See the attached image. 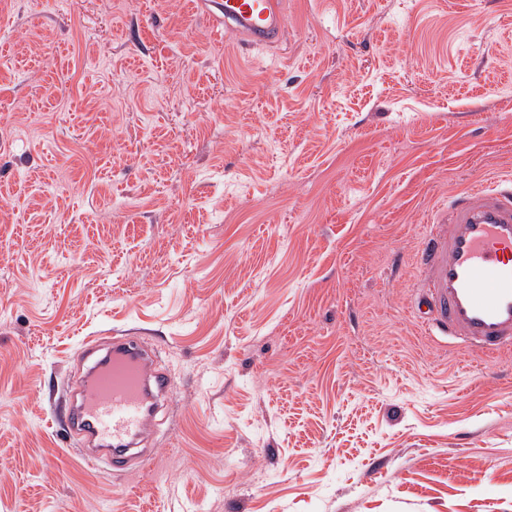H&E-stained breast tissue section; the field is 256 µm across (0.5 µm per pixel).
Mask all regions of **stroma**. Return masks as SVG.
<instances>
[{"mask_svg": "<svg viewBox=\"0 0 512 512\" xmlns=\"http://www.w3.org/2000/svg\"><path fill=\"white\" fill-rule=\"evenodd\" d=\"M283 13L0 0V512H512V351L410 314L438 202L512 178V0ZM116 333L174 377L122 476L55 419ZM224 25L241 31L251 45L271 46L283 34L279 0H224L215 2Z\"/></svg>", "mask_w": 512, "mask_h": 512, "instance_id": "35a3bbf8", "label": "stroma"}]
</instances>
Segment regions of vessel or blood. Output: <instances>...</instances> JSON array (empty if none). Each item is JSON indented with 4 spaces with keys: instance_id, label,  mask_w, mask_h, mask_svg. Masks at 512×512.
Wrapping results in <instances>:
<instances>
[{
    "instance_id": "obj_1",
    "label": "vessel or blood",
    "mask_w": 512,
    "mask_h": 512,
    "mask_svg": "<svg viewBox=\"0 0 512 512\" xmlns=\"http://www.w3.org/2000/svg\"><path fill=\"white\" fill-rule=\"evenodd\" d=\"M224 25L251 45L283 34L280 0H220ZM420 282L412 313L424 334L445 336L488 356L512 349V180L450 196L437 224L418 245ZM88 367L68 409L58 417L72 449L93 446L113 469L131 462L148 437L172 379L156 367L157 351L128 336L87 341Z\"/></svg>"
}]
</instances>
